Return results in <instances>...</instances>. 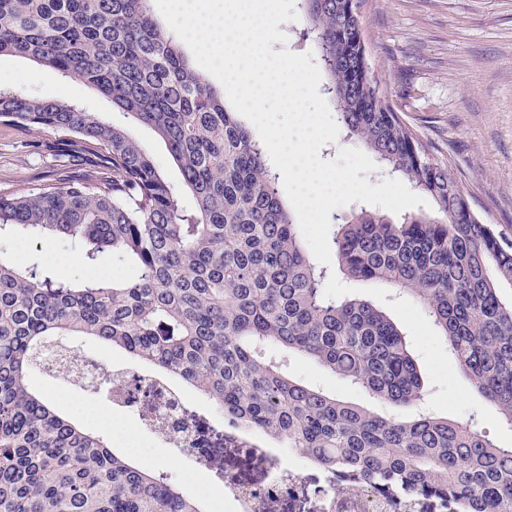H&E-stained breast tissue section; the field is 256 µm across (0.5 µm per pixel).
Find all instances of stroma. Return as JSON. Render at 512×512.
Wrapping results in <instances>:
<instances>
[{"label":"stroma","mask_w":512,"mask_h":512,"mask_svg":"<svg viewBox=\"0 0 512 512\" xmlns=\"http://www.w3.org/2000/svg\"><path fill=\"white\" fill-rule=\"evenodd\" d=\"M362 26L374 73L400 118L430 157L447 164L479 220L512 234V0H365ZM0 85L41 100L76 103L102 121L130 128L168 182L180 187V172L164 143L83 83L50 75L29 59L2 55ZM95 172L85 157L66 153L59 134L0 121V191H29L62 175ZM51 251L60 257L55 271L73 280L86 277L78 244L55 238L21 250L0 239V258L14 262L39 264ZM325 287L382 307L401 328L437 415L476 420L491 439L512 444V427L477 393L416 299L339 274ZM288 372L376 413L414 415L412 408L378 402L306 356L290 355Z\"/></svg>","instance_id":"stroma-1"}]
</instances>
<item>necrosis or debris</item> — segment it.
<instances>
[{"mask_svg": "<svg viewBox=\"0 0 512 512\" xmlns=\"http://www.w3.org/2000/svg\"><path fill=\"white\" fill-rule=\"evenodd\" d=\"M105 368L99 356L73 355L63 341L46 349L39 366L41 372L53 370L67 379L77 405L83 404L84 392L97 389ZM113 377L109 396L113 413L136 415L139 427L133 433L112 425V447L145 464L151 460L152 448L178 449L189 462L182 485L194 497L224 499L238 512H429L426 497L330 475L286 444H272L259 431L232 422L223 426L224 443L237 458L259 463V476L246 481L228 469L221 482H197V474L211 467L202 438L213 424L192 408L189 391L138 364L115 369Z\"/></svg>", "mask_w": 512, "mask_h": 512, "instance_id": "obj_1", "label": "necrosis or debris"}]
</instances>
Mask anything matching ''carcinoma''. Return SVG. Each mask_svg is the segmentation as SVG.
I'll list each match as a JSON object with an SVG mask.
<instances>
[{"instance_id":"obj_1","label":"carcinoma","mask_w":512,"mask_h":512,"mask_svg":"<svg viewBox=\"0 0 512 512\" xmlns=\"http://www.w3.org/2000/svg\"><path fill=\"white\" fill-rule=\"evenodd\" d=\"M351 0H303L344 137L429 198L437 216L362 207L332 227L346 279L408 293L478 392L512 426V238L470 210L373 74ZM96 89L151 127L176 161L167 182L132 133L78 105L0 86V118L64 135L112 178L73 175L0 193V236H66L86 264L110 250L125 281L58 278L0 258V512H203L161 473L115 452L35 392L29 372L64 336L92 337L180 378L224 419L285 441L324 469L512 512V446L430 411L380 416L289 378L267 348L304 354L376 400L416 407L424 383L406 336L371 302L329 294L283 204L279 175L224 95L154 22L149 0H0V55Z\"/></svg>"}]
</instances>
